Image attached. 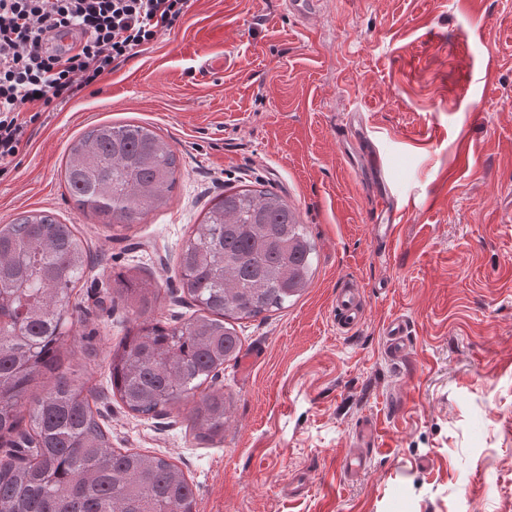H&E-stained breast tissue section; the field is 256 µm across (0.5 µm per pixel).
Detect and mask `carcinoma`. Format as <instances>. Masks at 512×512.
<instances>
[{
	"mask_svg": "<svg viewBox=\"0 0 512 512\" xmlns=\"http://www.w3.org/2000/svg\"><path fill=\"white\" fill-rule=\"evenodd\" d=\"M176 154L139 124L90 128L70 148L65 180L78 209L128 228L165 204ZM313 244L285 196L267 188L214 198L179 254L180 287L201 314L180 325L145 320L128 332L110 365L112 391L149 416L194 400V425L224 430V393L208 386L242 341L228 320L280 310L311 275ZM90 264L74 225L46 210L0 226V512H193L194 490L169 460L111 447L90 391L58 372L70 298ZM111 300L139 315L157 294L123 275ZM53 374L29 407L32 382Z\"/></svg>",
	"mask_w": 512,
	"mask_h": 512,
	"instance_id": "cac0c4a2",
	"label": "carcinoma"
}]
</instances>
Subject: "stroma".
<instances>
[{
    "label": "stroma",
    "mask_w": 512,
    "mask_h": 512,
    "mask_svg": "<svg viewBox=\"0 0 512 512\" xmlns=\"http://www.w3.org/2000/svg\"><path fill=\"white\" fill-rule=\"evenodd\" d=\"M351 109L394 186L386 244L376 182L336 136ZM104 122L150 125L179 158L167 204L128 230L78 210L65 184L70 145ZM261 186L294 206L314 263L287 308L235 321L240 359L212 382L223 434L194 429L189 401L129 411L109 368L138 319L110 304L113 273L158 289L149 318L183 323L197 312L183 243L217 195ZM38 209L75 225L91 256L61 371L91 389L113 447L183 471L194 512H512V0H325L307 26L279 0H193L96 91L32 125L0 179V224ZM351 279L365 316L345 333L333 305ZM396 315L400 358L382 335ZM368 418L367 467L345 479ZM385 347L392 356H400L409 348L408 324L401 317L390 318L384 326Z\"/></svg>",
    "instance_id": "obj_1"
}]
</instances>
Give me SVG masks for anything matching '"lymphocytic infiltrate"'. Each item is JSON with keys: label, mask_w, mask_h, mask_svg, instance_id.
I'll return each mask as SVG.
<instances>
[{"label": "lymphocytic infiltrate", "mask_w": 512, "mask_h": 512, "mask_svg": "<svg viewBox=\"0 0 512 512\" xmlns=\"http://www.w3.org/2000/svg\"><path fill=\"white\" fill-rule=\"evenodd\" d=\"M191 0H0V177L30 127L179 24ZM73 42L57 47L60 35Z\"/></svg>", "instance_id": "obj_1"}]
</instances>
